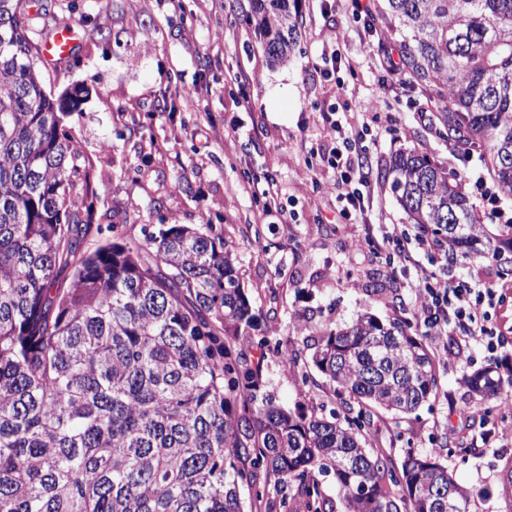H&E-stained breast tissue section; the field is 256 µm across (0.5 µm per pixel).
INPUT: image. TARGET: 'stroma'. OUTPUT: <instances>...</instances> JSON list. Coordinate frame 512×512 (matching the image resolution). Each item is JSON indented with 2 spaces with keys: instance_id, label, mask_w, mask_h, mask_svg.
<instances>
[{
  "instance_id": "1",
  "label": "stroma",
  "mask_w": 512,
  "mask_h": 512,
  "mask_svg": "<svg viewBox=\"0 0 512 512\" xmlns=\"http://www.w3.org/2000/svg\"><path fill=\"white\" fill-rule=\"evenodd\" d=\"M250 0H32L31 36L46 39L61 24L77 33L64 62L43 63L53 94L78 88L64 125L86 158L93 188L82 247L108 241L145 246L163 224L210 223L232 247L258 317L235 348L261 366L265 396L291 411L329 413L334 386L320 373L262 353L259 338L299 349L310 359L324 327L358 315L411 318L414 275L355 248L360 220H338L334 173L320 158L322 114L336 105L354 125L374 124L363 138L374 224H408L386 171L396 154L417 152L463 179L483 224L512 222V195L493 183L479 153L454 147L440 107L406 73L387 75L380 61L391 37L367 35L351 0H298L299 42L288 64L266 62L244 22ZM342 57L346 93L320 73L323 52ZM274 176L280 210L265 212L255 181ZM424 264L449 281L481 287L495 267L475 258L446 270L438 251ZM381 280L384 289L371 288ZM441 391L415 413L382 415L371 448L423 451L459 436L450 406L475 410L460 383L487 364L473 346L458 358L436 351ZM512 443L477 445L444 462L458 483L483 490L474 512H507L501 464Z\"/></svg>"
}]
</instances>
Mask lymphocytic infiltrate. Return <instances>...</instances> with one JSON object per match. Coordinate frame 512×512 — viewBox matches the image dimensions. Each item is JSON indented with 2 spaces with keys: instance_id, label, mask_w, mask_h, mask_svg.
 <instances>
[{
  "instance_id": "1",
  "label": "lymphocytic infiltrate",
  "mask_w": 512,
  "mask_h": 512,
  "mask_svg": "<svg viewBox=\"0 0 512 512\" xmlns=\"http://www.w3.org/2000/svg\"><path fill=\"white\" fill-rule=\"evenodd\" d=\"M322 121L321 138L327 149V163L336 172V201L340 214L348 218L364 212L368 202L360 189L365 182L362 161L349 130L337 119L335 110L324 112ZM364 239L374 256L391 252L397 261L413 267L417 306L428 336L439 339L458 332L464 340L495 348L500 332L491 322L489 309L501 295V287L487 282L483 287L470 288L439 279L419 259L421 252L430 247V239L410 235L401 225H383L380 235L369 232Z\"/></svg>"
}]
</instances>
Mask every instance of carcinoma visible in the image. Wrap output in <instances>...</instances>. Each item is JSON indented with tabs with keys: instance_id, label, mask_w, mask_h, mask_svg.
Returning <instances> with one entry per match:
<instances>
[{
	"instance_id": "obj_1",
	"label": "carcinoma",
	"mask_w": 512,
	"mask_h": 512,
	"mask_svg": "<svg viewBox=\"0 0 512 512\" xmlns=\"http://www.w3.org/2000/svg\"><path fill=\"white\" fill-rule=\"evenodd\" d=\"M28 8L0 0V512H244L241 488L261 499L271 483L302 512H334L323 474L343 512H469L481 492L457 483L441 449L367 447L377 412L411 414L438 393L413 324L361 314L323 328L311 363L341 412L295 413L226 344L256 315L221 236L170 224L142 251H81L93 189L63 130L69 101L44 89ZM375 16L402 38L401 69L448 102L454 145L481 151L512 194V0H383ZM244 22L270 65L288 63L296 0H251ZM387 175L448 264L490 254L512 275V224L490 235L455 173L413 152ZM258 345L299 364L294 348ZM461 383L484 412L512 414V360Z\"/></svg>"
}]
</instances>
